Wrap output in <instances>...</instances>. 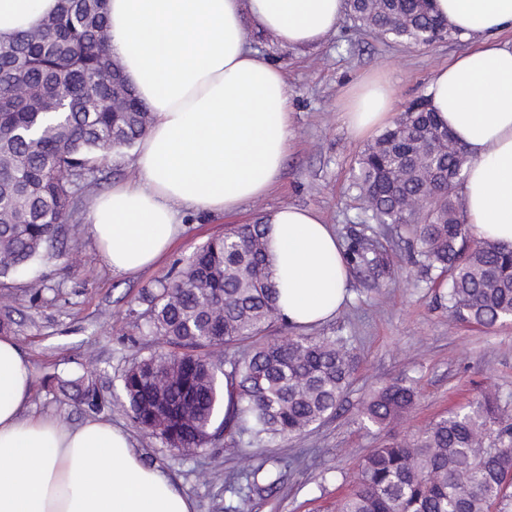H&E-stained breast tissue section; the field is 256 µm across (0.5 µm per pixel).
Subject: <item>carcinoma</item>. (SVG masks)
Returning a JSON list of instances; mask_svg holds the SVG:
<instances>
[{"instance_id": "carcinoma-1", "label": "carcinoma", "mask_w": 512, "mask_h": 512, "mask_svg": "<svg viewBox=\"0 0 512 512\" xmlns=\"http://www.w3.org/2000/svg\"><path fill=\"white\" fill-rule=\"evenodd\" d=\"M105 0H60L56 14L0 46V278L27 268L69 223L77 198L98 192L90 174L111 151L132 148L149 131L143 110L118 78L104 40ZM358 26L405 44L452 37L427 0H349ZM55 92L63 109H39ZM122 95L126 111H112ZM363 149L352 188L362 197L359 228L346 236L351 272L370 292L392 281L386 242L408 249L420 281L441 289L450 314L493 327L512 320V250L475 237L454 200L470 159L464 147L416 163L417 141H443L428 98L414 103ZM269 225L234 224L193 252L176 276L146 290V331L170 345L134 360L121 376L132 420L168 448H204L218 435L239 462L226 489L239 494L272 471L260 449L301 438L336 414L355 367L344 336L292 332L268 247ZM91 410L104 405L92 382L71 381ZM229 404H224V396ZM414 391L387 385L363 414L384 428L413 405ZM337 512H512V411L487 390L411 441L372 449Z\"/></svg>"}]
</instances>
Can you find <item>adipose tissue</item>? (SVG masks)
Returning <instances> with one entry per match:
<instances>
[{
  "instance_id": "adipose-tissue-1",
  "label": "adipose tissue",
  "mask_w": 512,
  "mask_h": 512,
  "mask_svg": "<svg viewBox=\"0 0 512 512\" xmlns=\"http://www.w3.org/2000/svg\"><path fill=\"white\" fill-rule=\"evenodd\" d=\"M60 0H0V46L52 16ZM474 49L438 68L427 88L433 112L463 145L462 189L472 234L512 249V0H430ZM348 0H107L108 53L153 124L136 177L91 210L88 232L116 273L154 264L176 239L178 214L232 213L265 195L288 152L285 76L252 46L244 24L286 47L334 33ZM395 86L365 79L341 112L358 138L387 125ZM269 224L278 303L305 329L338 313L349 270L332 225L313 210L279 207ZM33 369L0 336V512H193L184 491L147 466L128 436L93 417L67 427L30 414Z\"/></svg>"
}]
</instances>
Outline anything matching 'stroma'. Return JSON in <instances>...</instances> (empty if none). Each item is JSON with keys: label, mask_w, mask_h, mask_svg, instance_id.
Instances as JSON below:
<instances>
[{"label": "stroma", "mask_w": 512, "mask_h": 512, "mask_svg": "<svg viewBox=\"0 0 512 512\" xmlns=\"http://www.w3.org/2000/svg\"><path fill=\"white\" fill-rule=\"evenodd\" d=\"M474 44L461 36L410 46L369 34L348 15L315 46L286 48L272 35L255 34L254 48L285 75L292 110L288 154L265 196L233 214L181 211L180 236L144 271L112 272L79 223L63 225L59 233L61 241L77 240V248L59 257L44 256L28 272L0 281L10 297L8 306H0V330L17 341L33 368L32 413L53 416L68 427L83 422L89 410L58 382L88 373L106 399L101 416L128 435L147 464L164 470L184 490L194 512H224L231 499L239 512H334L372 448L412 438L489 387L512 404V321L487 329L454 319L440 301L439 289L417 286L403 244L394 241L388 245L396 268L390 288L367 292L360 277H351L341 311L308 330L312 336L350 337L357 365L338 415L301 439L264 449L265 457L282 463L274 487L231 498L225 480L238 462L221 441L192 456L175 455L133 422L120 392L124 370L158 345L156 337L137 329L145 289L174 275L182 260L222 236L227 225L254 223L285 205L312 209L344 234L364 206L349 184L366 143L354 138L341 120L337 109L342 98L364 78L386 73L397 91L394 111L402 113L426 94L435 69ZM34 279L45 289V301L37 309L30 303ZM393 382L414 387L413 406L389 427L368 425L361 414L364 402Z\"/></svg>", "instance_id": "obj_1"}]
</instances>
